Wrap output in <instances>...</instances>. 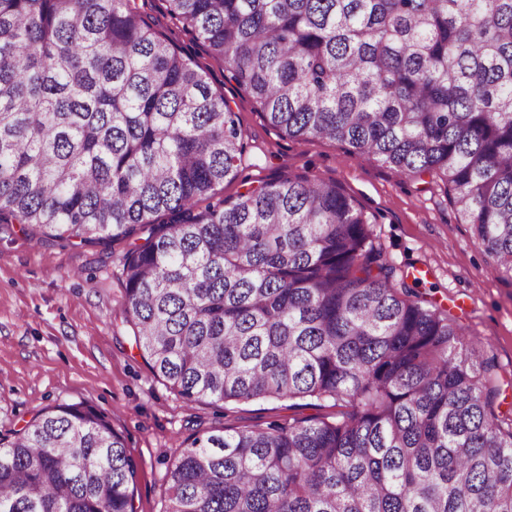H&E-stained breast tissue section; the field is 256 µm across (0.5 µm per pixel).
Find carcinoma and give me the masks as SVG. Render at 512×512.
I'll list each match as a JSON object with an SVG mask.
<instances>
[{
  "mask_svg": "<svg viewBox=\"0 0 512 512\" xmlns=\"http://www.w3.org/2000/svg\"><path fill=\"white\" fill-rule=\"evenodd\" d=\"M166 3L268 126L439 179L512 273V0ZM244 150L224 94L135 0H0V222L147 233L126 318L184 402L344 408L192 435L163 512H512V422L479 342L397 288L338 183L218 198ZM137 472L105 414L49 407L0 438V512H136Z\"/></svg>",
  "mask_w": 512,
  "mask_h": 512,
  "instance_id": "1",
  "label": "carcinoma"
}]
</instances>
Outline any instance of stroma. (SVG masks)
<instances>
[{"instance_id":"stroma-1","label":"stroma","mask_w":512,"mask_h":512,"mask_svg":"<svg viewBox=\"0 0 512 512\" xmlns=\"http://www.w3.org/2000/svg\"><path fill=\"white\" fill-rule=\"evenodd\" d=\"M154 28L189 53L236 112L246 149L237 177L221 190L232 200L284 173L340 182L374 220L375 244L405 280L477 336L501 376L495 410L512 416V276L496 274L441 181L407 179L371 156L326 139L297 141L271 129L252 100L165 11L137 0ZM134 239L75 245L0 223V437L12 438L42 410L86 402L112 419L138 464L137 512H161L167 463L196 432L243 429L321 407L288 399L223 405L185 403L153 375L125 321L124 262Z\"/></svg>"}]
</instances>
